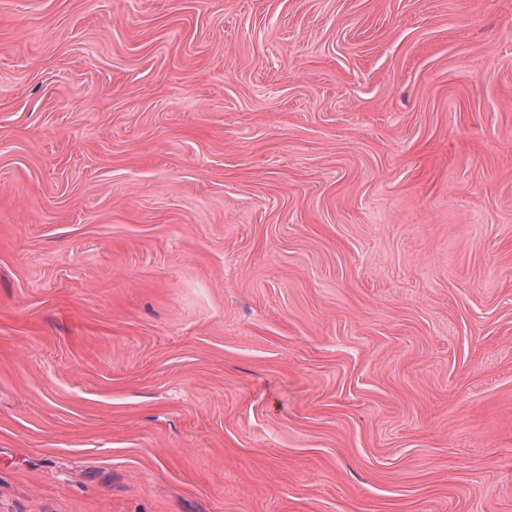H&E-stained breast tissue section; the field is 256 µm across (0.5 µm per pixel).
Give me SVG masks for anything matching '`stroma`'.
Wrapping results in <instances>:
<instances>
[{
	"instance_id": "stroma-1",
	"label": "stroma",
	"mask_w": 512,
	"mask_h": 512,
	"mask_svg": "<svg viewBox=\"0 0 512 512\" xmlns=\"http://www.w3.org/2000/svg\"><path fill=\"white\" fill-rule=\"evenodd\" d=\"M0 512H512V0H0Z\"/></svg>"
}]
</instances>
